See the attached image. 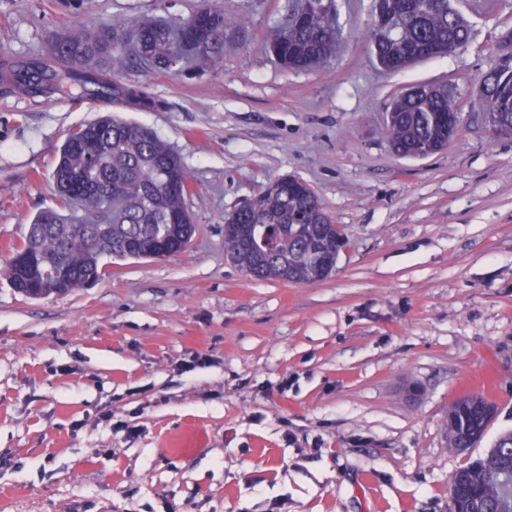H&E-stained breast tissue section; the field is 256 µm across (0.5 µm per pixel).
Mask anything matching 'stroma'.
Here are the masks:
<instances>
[{"label":"stroma","instance_id":"obj_1","mask_svg":"<svg viewBox=\"0 0 512 512\" xmlns=\"http://www.w3.org/2000/svg\"><path fill=\"white\" fill-rule=\"evenodd\" d=\"M452 2L470 42L390 73L370 57L371 0H337L344 38L306 71L264 47L278 0H216L238 21L221 64L120 75L164 103L121 116L189 175L188 251L108 259L63 296L19 294L4 268L57 204L70 130L113 105L0 84V512H451V476L512 430V139L489 135L480 96L512 0ZM200 4L0 0V60ZM418 83L452 93L460 130L401 158L385 114ZM285 176L349 237L323 280H254L224 254L225 216ZM472 394L497 415L461 452L448 409ZM190 431L201 446L177 452Z\"/></svg>","mask_w":512,"mask_h":512}]
</instances>
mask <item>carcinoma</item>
Here are the masks:
<instances>
[{"label":"carcinoma","mask_w":512,"mask_h":512,"mask_svg":"<svg viewBox=\"0 0 512 512\" xmlns=\"http://www.w3.org/2000/svg\"><path fill=\"white\" fill-rule=\"evenodd\" d=\"M283 22L264 35L268 50L286 68L306 69L330 56L340 37L337 0H282ZM371 51L377 64L399 72L422 60L464 47L471 26L449 0H372ZM236 21L221 10L203 7L182 23L142 19L117 29L101 23L76 29L56 42L44 58L0 63V81L32 97L59 93L94 98L130 110L154 111L161 101L139 83L115 78L137 67L173 73L185 60L214 64L224 53V38ZM484 112L499 111L512 95V75L494 63L482 79ZM395 119L385 125L392 151L427 156L459 132V116L448 90L417 84L392 103ZM180 159L148 128L105 117L74 128L63 143L52 173L64 208L40 212L19 247L24 254L7 260L8 277L29 288L43 287L46 271L61 270L69 289L106 274V257L160 254L163 242L175 255L187 251L193 224L186 208L190 188ZM259 205L234 211L245 242L227 253L256 280L295 277L314 281L331 275L328 263L349 243L341 225L324 213L312 188L284 177L257 196ZM484 398L475 406L455 402L448 409V436L454 448H467L484 435L492 415ZM471 512H498L512 505V432L494 448L457 472Z\"/></svg>","instance_id":"cac0c4a2"}]
</instances>
